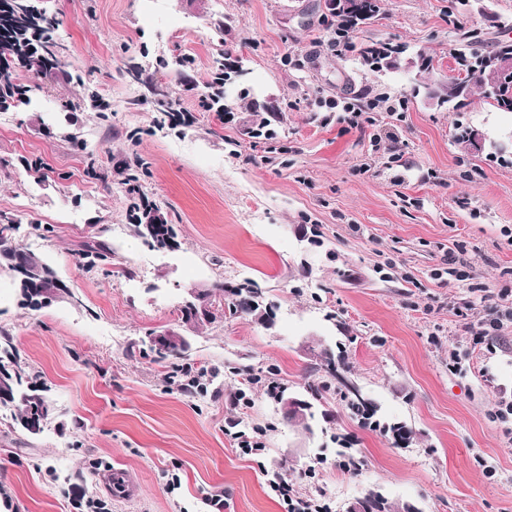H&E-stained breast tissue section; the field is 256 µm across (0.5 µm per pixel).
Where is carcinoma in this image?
Instances as JSON below:
<instances>
[{"label":"carcinoma","mask_w":512,"mask_h":512,"mask_svg":"<svg viewBox=\"0 0 512 512\" xmlns=\"http://www.w3.org/2000/svg\"><path fill=\"white\" fill-rule=\"evenodd\" d=\"M15 9L8 14L0 13V108L17 101L23 102V90L15 83L8 58H26L29 44L34 37L50 25L46 10L35 3V0H12ZM361 6L355 10H340L332 17L336 18V33L343 34L353 30L359 23L377 16L381 11L382 0H359ZM460 41L466 43V54L456 57L457 70L465 73L464 78H454L448 81L444 94L445 107L457 111L466 105V100L474 91H479L498 112H512V95L504 92L501 95H490L483 88H475L473 82L467 78L472 70H480L489 65L501 55L512 54L511 44H498L495 49L484 52L475 45L480 43V36L473 32L464 31L459 35ZM399 49L393 47H366L362 51L363 57L372 69L383 67L391 70L401 68ZM136 232L141 238L152 236V244L162 247L176 237L174 226L157 220L151 212L145 211L135 224ZM16 229L12 219L0 213V262H5L14 273L18 282V289L22 297V304L33 309H41L50 305L39 289V282L56 279L53 269L39 255L22 250L13 243L11 231ZM248 295L235 304V310L249 316L262 317L263 307L261 296L253 289H247ZM30 378L19 363V354L8 336H0V381L7 383L13 395L5 406L14 409V419L29 431L31 415L41 411L43 419H48L49 408L43 396L37 394L36 382H30L27 391L21 389L23 379ZM351 412L362 420V424L384 432L399 434L407 427L398 424H380L374 419L375 406L355 397L348 402Z\"/></svg>","instance_id":"obj_1"}]
</instances>
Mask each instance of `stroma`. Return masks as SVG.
Listing matches in <instances>:
<instances>
[{"label":"stroma","instance_id":"1","mask_svg":"<svg viewBox=\"0 0 512 512\" xmlns=\"http://www.w3.org/2000/svg\"><path fill=\"white\" fill-rule=\"evenodd\" d=\"M57 61L13 73L26 104L0 109V213L14 242L45 258L69 293L21 306L0 266V336L38 374L49 417L28 434L0 409V512H285L270 491L293 479L332 512L372 492L392 512H512V322L471 331L512 291V156L464 148L458 124L512 126L472 95L449 112L412 96L413 75L367 66L361 47L402 45L456 67L459 29L512 40V0H383L329 46L324 0H44ZM188 66H179V59ZM252 88L218 110V73ZM95 85L90 101L83 81ZM403 100L352 125L328 101ZM275 108L257 135V108ZM174 224L157 251L134 231V206ZM103 247L93 269L85 246ZM209 293L205 320L182 322L187 291ZM275 303L272 322L232 307L240 287ZM176 328L189 347L158 360L150 334ZM342 349L340 381L325 354ZM463 353L451 368V351ZM202 376L192 393L182 383ZM259 376L246 387L247 376ZM330 381L311 430L288 421L266 388L307 396ZM357 386L406 444L351 413ZM259 435L243 454L227 429ZM360 458L338 465L333 439ZM179 477V489L168 482Z\"/></svg>","mask_w":512,"mask_h":512}]
</instances>
